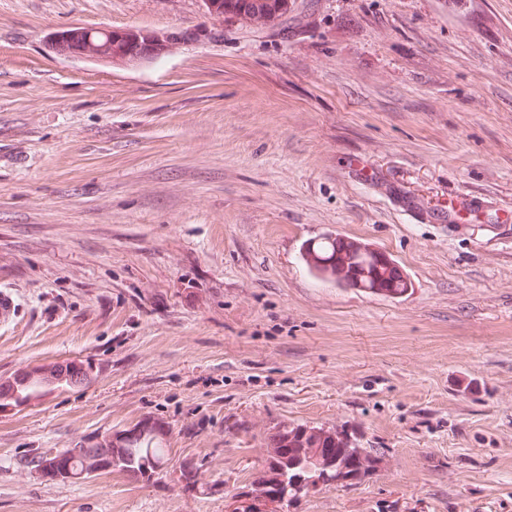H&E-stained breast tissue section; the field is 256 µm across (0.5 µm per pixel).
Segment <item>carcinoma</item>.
Wrapping results in <instances>:
<instances>
[{"mask_svg": "<svg viewBox=\"0 0 512 512\" xmlns=\"http://www.w3.org/2000/svg\"><path fill=\"white\" fill-rule=\"evenodd\" d=\"M208 12L222 19H271L283 15L287 0H209ZM50 49L100 62L119 57L131 62L153 61L166 53L170 39H155V32L140 28L93 31L85 27L48 33ZM313 253L316 264H304L314 277L329 281V269L345 273L333 281L340 288L372 290L377 286L401 297L412 289L408 274L393 270L386 252L378 248H343L341 236L329 232L303 243L299 260ZM94 365L89 359L49 363L30 373L20 372L0 383V409L18 407L51 392L90 383ZM169 422L147 419L115 431L80 448H66L54 455L33 453L23 463L30 472L48 481L88 479L117 470L136 481H148L167 469ZM266 456L251 480L240 487L239 496L268 495L284 500V507L297 510L299 503L322 487H347L362 482L384 460V452L364 446L356 435L335 427L307 423H278L263 437ZM198 463L183 459L180 477L187 489L197 483Z\"/></svg>", "mask_w": 512, "mask_h": 512, "instance_id": "carcinoma-1", "label": "carcinoma"}]
</instances>
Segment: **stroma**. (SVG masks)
<instances>
[{
    "instance_id": "35a3bbf8",
    "label": "stroma",
    "mask_w": 512,
    "mask_h": 512,
    "mask_svg": "<svg viewBox=\"0 0 512 512\" xmlns=\"http://www.w3.org/2000/svg\"><path fill=\"white\" fill-rule=\"evenodd\" d=\"M104 23L213 38L147 63L43 38ZM369 164L372 183L361 180ZM463 187L512 204V0H0V381L91 359V383L0 409V512H224L281 422L386 460L297 512H512V223H430ZM332 231L392 254L385 298L315 279ZM158 416L174 460L47 481L56 454ZM209 14L222 19H271L283 15L287 0H208Z\"/></svg>"
}]
</instances>
